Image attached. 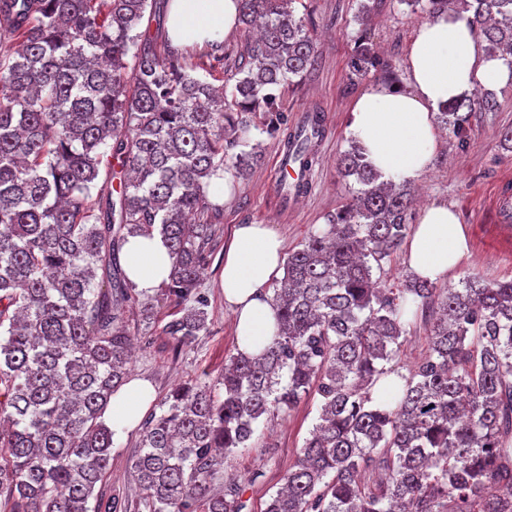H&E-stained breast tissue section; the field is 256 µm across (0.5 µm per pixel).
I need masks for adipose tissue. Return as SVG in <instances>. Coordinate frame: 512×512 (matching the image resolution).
<instances>
[{
    "instance_id": "obj_1",
    "label": "adipose tissue",
    "mask_w": 512,
    "mask_h": 512,
    "mask_svg": "<svg viewBox=\"0 0 512 512\" xmlns=\"http://www.w3.org/2000/svg\"><path fill=\"white\" fill-rule=\"evenodd\" d=\"M238 0H171L169 32L174 43L205 46L237 28ZM410 89L381 85L353 107L352 136L384 181L401 184L425 173L439 131L433 115L452 99L512 82V66L488 57L469 14L439 12L421 23L408 54ZM407 266L415 276L447 278L470 255L464 227L445 205L424 207L407 245ZM123 261L137 290L154 294L172 268L160 235L129 237ZM282 242L266 224H242L224 255V303L233 312L239 352L256 356L277 333V308L265 288L282 270ZM153 399L151 387L130 381L112 397L106 412L114 437H125Z\"/></svg>"
}]
</instances>
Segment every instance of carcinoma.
Segmentation results:
<instances>
[{
    "mask_svg": "<svg viewBox=\"0 0 512 512\" xmlns=\"http://www.w3.org/2000/svg\"><path fill=\"white\" fill-rule=\"evenodd\" d=\"M150 0H0V496L9 512H241L217 468L247 447L265 415L314 393L319 422L265 512H512V279L474 278L436 293L416 276L394 290L383 262L409 232L413 196L383 187L354 147L341 173L352 202L288 253L273 289L278 333L257 357L236 353L220 380L173 388L143 422L138 491L95 492L108 470L105 411L126 384L123 314L154 302L175 349L209 333L198 290L221 231L208 194L247 120L286 125L272 89L312 73L318 55L295 0H239L259 25L231 78L232 100L193 75L176 49L140 30ZM432 14L448 0H402ZM485 51L512 57V0H463ZM355 66L393 65L365 39ZM488 97L441 106L463 142ZM311 130L288 150L316 164ZM108 177L96 187L100 167ZM161 235L172 270L151 295L120 262L128 237ZM438 301L427 355L398 372L404 310ZM400 383H388L390 375ZM387 399L375 397L379 387Z\"/></svg>",
    "mask_w": 512,
    "mask_h": 512,
    "instance_id": "1",
    "label": "carcinoma"
}]
</instances>
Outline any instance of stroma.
<instances>
[{"label": "stroma", "instance_id": "stroma-1", "mask_svg": "<svg viewBox=\"0 0 512 512\" xmlns=\"http://www.w3.org/2000/svg\"><path fill=\"white\" fill-rule=\"evenodd\" d=\"M362 3L295 0L293 4L317 46L318 66L301 83L279 86L276 93L289 122L316 111L327 118L326 132L317 143L319 161L307 192L283 204L281 190L274 184L278 145L265 132L263 113H248L249 126L241 147L248 151L257 146L262 153L245 173H237L229 164L224 167L232 193L223 203V233L199 286L208 301V334L194 346L177 351L162 334L160 323L148 325L140 321L137 312L126 313L136 343L131 376L148 382L156 398H163L177 385L216 378L225 358L237 351L233 315L224 306L220 288L224 252L236 225H271L288 252L310 234L325 229L330 216L357 190L355 179L340 173L338 159L351 147L355 101L380 79L372 74L352 75L355 42L359 34H366L374 49L396 68L390 87L405 91L409 88L408 48L417 27L428 18L427 12L412 10L404 0H383L364 23L360 20ZM493 97L495 110L472 116L466 142L442 131L429 171L413 183L416 199L410 225H417L424 206L445 204L459 215L469 238L470 259L439 281L442 289L459 287L468 275L487 282L512 279V239L501 236L497 229L504 221L497 200L501 194H512V141L504 139L505 132L512 129V83L494 90ZM319 412L320 400L312 395L302 398L293 411L263 417L250 447L236 449L225 459L222 476H235L243 487L242 512H264L317 423ZM139 436L135 430L114 440L106 488L133 487L132 459Z\"/></svg>", "mask_w": 512, "mask_h": 512}]
</instances>
